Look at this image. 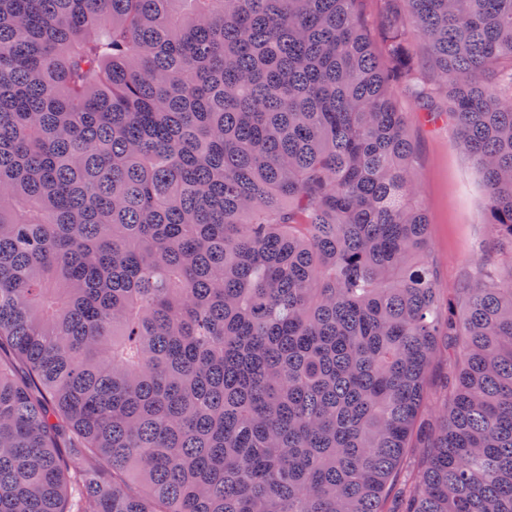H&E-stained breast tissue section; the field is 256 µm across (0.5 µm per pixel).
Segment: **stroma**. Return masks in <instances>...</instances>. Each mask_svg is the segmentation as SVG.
<instances>
[{"mask_svg":"<svg viewBox=\"0 0 512 512\" xmlns=\"http://www.w3.org/2000/svg\"><path fill=\"white\" fill-rule=\"evenodd\" d=\"M417 189L430 218V246L439 286L451 292L478 269L491 239L485 222V188L471 160L455 148L448 122L414 123Z\"/></svg>","mask_w":512,"mask_h":512,"instance_id":"obj_1","label":"stroma"}]
</instances>
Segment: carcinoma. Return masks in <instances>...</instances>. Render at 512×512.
Masks as SVG:
<instances>
[{
  "label": "carcinoma",
  "mask_w": 512,
  "mask_h": 512,
  "mask_svg": "<svg viewBox=\"0 0 512 512\" xmlns=\"http://www.w3.org/2000/svg\"><path fill=\"white\" fill-rule=\"evenodd\" d=\"M382 2L0 0V512H512V275L442 298L394 99L512 247V0Z\"/></svg>",
  "instance_id": "obj_1"
}]
</instances>
